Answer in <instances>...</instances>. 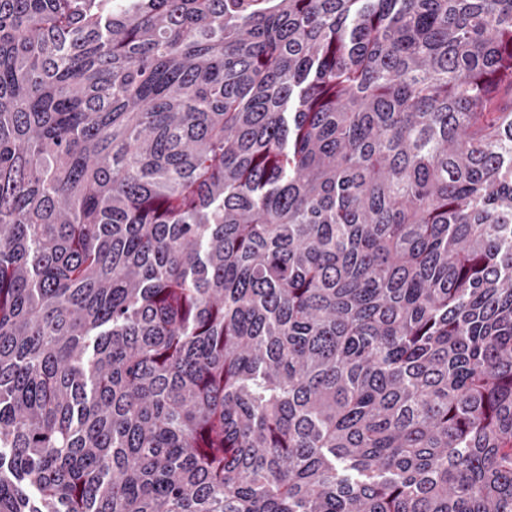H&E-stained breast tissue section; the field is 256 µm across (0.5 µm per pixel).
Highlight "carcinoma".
I'll list each match as a JSON object with an SVG mask.
<instances>
[{
  "mask_svg": "<svg viewBox=\"0 0 512 512\" xmlns=\"http://www.w3.org/2000/svg\"><path fill=\"white\" fill-rule=\"evenodd\" d=\"M0 512H512V0H0Z\"/></svg>",
  "mask_w": 512,
  "mask_h": 512,
  "instance_id": "carcinoma-1",
  "label": "carcinoma"
}]
</instances>
